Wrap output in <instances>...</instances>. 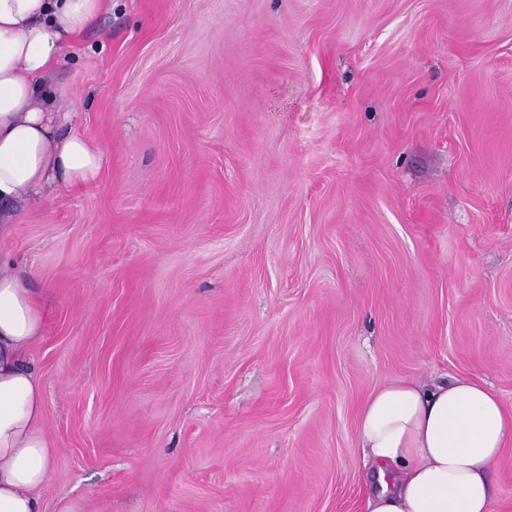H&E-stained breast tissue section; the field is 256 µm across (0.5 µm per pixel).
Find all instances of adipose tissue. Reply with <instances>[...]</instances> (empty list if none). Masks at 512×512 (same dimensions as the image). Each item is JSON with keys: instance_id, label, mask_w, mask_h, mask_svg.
<instances>
[{"instance_id": "adipose-tissue-1", "label": "adipose tissue", "mask_w": 512, "mask_h": 512, "mask_svg": "<svg viewBox=\"0 0 512 512\" xmlns=\"http://www.w3.org/2000/svg\"><path fill=\"white\" fill-rule=\"evenodd\" d=\"M110 0H0V242L45 187L94 179L102 151L66 131L49 79L66 45ZM0 250V512H40L56 450L30 363L46 313ZM370 492L364 512H491V472L512 446V409L469 377L379 386L357 421Z\"/></svg>"}]
</instances>
